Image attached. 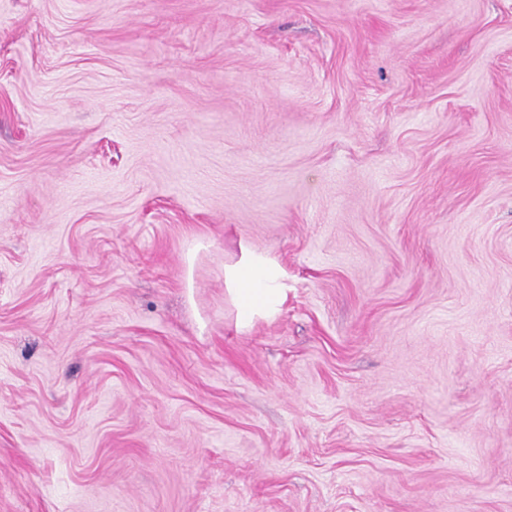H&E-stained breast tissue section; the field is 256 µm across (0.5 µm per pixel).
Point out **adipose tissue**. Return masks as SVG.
<instances>
[{
  "mask_svg": "<svg viewBox=\"0 0 512 512\" xmlns=\"http://www.w3.org/2000/svg\"><path fill=\"white\" fill-rule=\"evenodd\" d=\"M288 296L287 275L271 256L241 246L237 259L224 265V300L232 308L238 332L251 330L257 322L273 320Z\"/></svg>",
  "mask_w": 512,
  "mask_h": 512,
  "instance_id": "ef3b65f1",
  "label": "adipose tissue"
}]
</instances>
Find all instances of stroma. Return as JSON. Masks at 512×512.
Returning <instances> with one entry per match:
<instances>
[{"label":"stroma","instance_id":"obj_1","mask_svg":"<svg viewBox=\"0 0 512 512\" xmlns=\"http://www.w3.org/2000/svg\"><path fill=\"white\" fill-rule=\"evenodd\" d=\"M0 512H512V0H0ZM239 247L238 258L224 263V301L232 308L235 329L242 333L280 313L288 296V284L276 259L256 254L244 243Z\"/></svg>","mask_w":512,"mask_h":512}]
</instances>
